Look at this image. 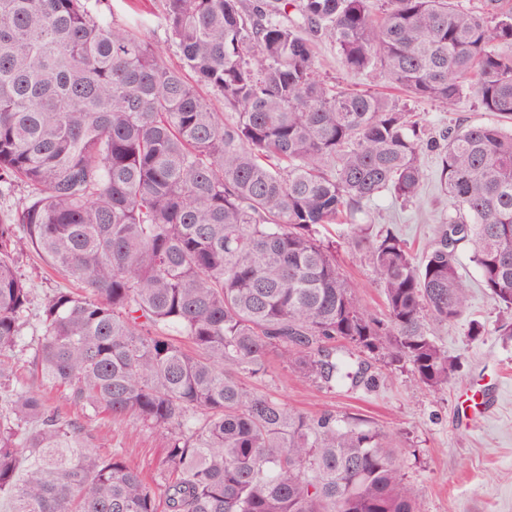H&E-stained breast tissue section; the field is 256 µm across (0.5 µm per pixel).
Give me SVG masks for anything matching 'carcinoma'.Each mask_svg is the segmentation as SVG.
I'll return each instance as SVG.
<instances>
[{"mask_svg": "<svg viewBox=\"0 0 512 512\" xmlns=\"http://www.w3.org/2000/svg\"><path fill=\"white\" fill-rule=\"evenodd\" d=\"M163 19L178 68L91 0H0V184L28 188L0 216V494L11 512H422L388 435L241 376L277 356L327 388L370 386L362 353L442 389L455 363L427 320L467 314L462 245L512 337V129L440 141L407 106L322 78L312 43L349 76L448 109L472 93L512 120V0H165ZM426 151L447 204L418 263L357 215L413 203ZM328 224L367 256L383 317ZM29 247L80 284L44 302L31 361L79 417L13 387ZM100 414L166 432L154 480L104 450ZM343 226L331 224L321 229L325 239L336 242V255L342 271L357 287L358 295L371 313L383 309L381 289L373 281L367 258L349 248L342 237Z\"/></svg>", "mask_w": 512, "mask_h": 512, "instance_id": "obj_1", "label": "carcinoma"}]
</instances>
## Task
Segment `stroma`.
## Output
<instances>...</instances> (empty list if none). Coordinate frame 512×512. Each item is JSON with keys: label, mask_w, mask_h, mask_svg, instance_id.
<instances>
[{"label": "stroma", "mask_w": 512, "mask_h": 512, "mask_svg": "<svg viewBox=\"0 0 512 512\" xmlns=\"http://www.w3.org/2000/svg\"><path fill=\"white\" fill-rule=\"evenodd\" d=\"M163 4L164 0H100L98 8L109 21L132 26L145 40L164 47L167 63L176 67L180 57L162 20ZM351 83L408 104L425 125L439 132L493 119L472 95L450 111L430 102L408 101L403 91L378 73L352 78ZM421 164L423 191L405 212H398L386 197L370 207L377 228L394 226L418 255L431 243L444 204L436 186V154H424ZM342 231V225L331 224L323 228L322 235L335 242L340 267L368 310L381 313V290L373 281L368 260L349 248ZM460 260L470 291L468 315L484 322L488 333L474 341L465 323L429 322L432 336L459 362L445 389L427 390L409 369H391L373 359L368 362L373 385L349 391L298 378L276 358L271 359L266 375L247 379L246 384L307 416L324 412L351 416L389 434L401 450L402 470L423 512H512V339L499 336L496 330L499 308L481 287L468 247H461ZM19 272L31 290L32 305L17 349L21 360L18 383L43 395L48 405L68 412L60 389L44 382L30 361L40 334L41 305L56 289L69 287L70 281L31 249L21 259ZM91 427L110 447L122 449L130 465L156 475L167 446L162 432L128 417L99 419Z\"/></svg>", "instance_id": "1"}]
</instances>
